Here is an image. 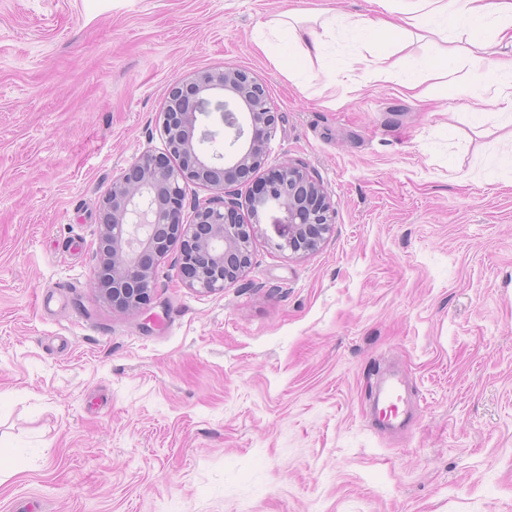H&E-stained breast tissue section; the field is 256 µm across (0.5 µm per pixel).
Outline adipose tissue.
<instances>
[{
  "instance_id": "1",
  "label": "adipose tissue",
  "mask_w": 512,
  "mask_h": 512,
  "mask_svg": "<svg viewBox=\"0 0 512 512\" xmlns=\"http://www.w3.org/2000/svg\"><path fill=\"white\" fill-rule=\"evenodd\" d=\"M367 14L338 19L330 10L288 9L268 22L272 37L287 36L288 49L306 63L324 62L326 40L346 30L362 47L350 61L346 88H357V76L378 83L393 82L410 96L422 98V81L405 67L404 50L418 30L447 48L444 69L471 93L512 122V59L496 60L494 46L512 45V0H368Z\"/></svg>"
}]
</instances>
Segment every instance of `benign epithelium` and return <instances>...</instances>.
Returning <instances> with one entry per match:
<instances>
[{
  "label": "benign epithelium",
  "instance_id": "1",
  "mask_svg": "<svg viewBox=\"0 0 512 512\" xmlns=\"http://www.w3.org/2000/svg\"><path fill=\"white\" fill-rule=\"evenodd\" d=\"M166 152H145L112 180L98 206L94 287L115 309L147 304L155 288L154 261L179 245L176 259L182 284L198 293L224 290L250 262V242L260 222L245 224L238 204L224 197L225 186L258 173L276 128V112L266 87L250 72L206 69L189 72L169 87L161 112ZM229 130L233 152L217 153L208 122ZM212 195L183 217L187 187ZM252 215L275 213L272 223L280 251L315 250L332 226L324 186L305 166L287 160L255 181L246 200Z\"/></svg>",
  "mask_w": 512,
  "mask_h": 512
}]
</instances>
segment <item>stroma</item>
I'll return each instance as SVG.
<instances>
[{
	"label": "stroma",
	"instance_id": "35a3bbf8",
	"mask_svg": "<svg viewBox=\"0 0 512 512\" xmlns=\"http://www.w3.org/2000/svg\"><path fill=\"white\" fill-rule=\"evenodd\" d=\"M282 0H0V512H512V128L448 77L354 93L256 41ZM238 68L333 226L149 305L92 286L97 207L170 83ZM298 74L289 82L286 73ZM417 401L369 421L377 373Z\"/></svg>",
	"mask_w": 512,
	"mask_h": 512
}]
</instances>
